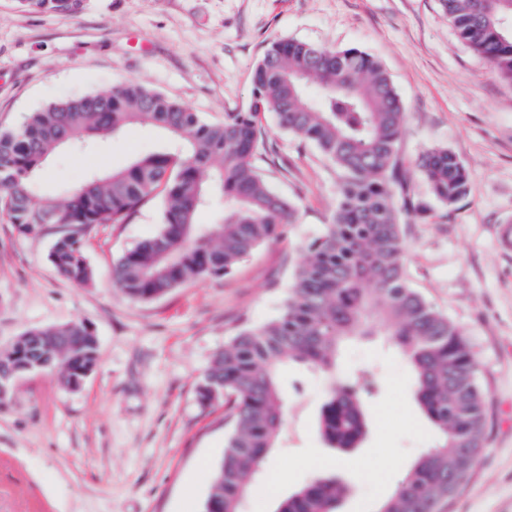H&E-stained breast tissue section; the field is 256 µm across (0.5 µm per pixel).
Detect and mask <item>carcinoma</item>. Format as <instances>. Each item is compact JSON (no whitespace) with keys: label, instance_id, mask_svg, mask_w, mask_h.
I'll return each mask as SVG.
<instances>
[{"label":"carcinoma","instance_id":"1","mask_svg":"<svg viewBox=\"0 0 512 512\" xmlns=\"http://www.w3.org/2000/svg\"><path fill=\"white\" fill-rule=\"evenodd\" d=\"M34 13L76 12L81 0H18ZM459 37L512 83V0H441ZM319 87L318 99L306 86ZM252 103L207 122L189 107L136 83L53 103L23 123L0 130V213L19 235L61 228L49 253L53 268L84 284L92 270L84 238L97 224H124L146 201L161 197L160 230L125 253L112 280L129 297L152 301L187 281L231 274L262 242L283 236L294 207L269 189L253 163L269 112L295 136L313 143L338 173L340 197L325 233L303 246L283 310L245 328L217 353L197 387L204 405L228 404L234 429L212 477L203 512H240L248 482L285 430L288 401L276 381L283 362L326 376L330 396L318 427L328 444L350 453L366 433L361 393L373 380L336 383L345 342L384 336L408 360L415 397L435 428L426 449L379 512H446L484 448L485 395L476 359L462 332L407 285L401 214L421 219L398 155L405 109L389 75L372 56L297 40L270 42L252 71ZM134 125L165 130L173 150L136 156L119 170H93L60 203L33 188L37 167L58 147L114 136ZM420 169L448 210L470 192L458 157L435 147ZM216 196L224 215L203 231L197 212ZM42 363L77 388L98 362L87 321L34 328L0 346V363ZM344 488L321 475L278 503L275 512H339Z\"/></svg>","mask_w":512,"mask_h":512}]
</instances>
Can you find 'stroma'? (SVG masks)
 <instances>
[{"label": "stroma", "mask_w": 512, "mask_h": 512, "mask_svg": "<svg viewBox=\"0 0 512 512\" xmlns=\"http://www.w3.org/2000/svg\"><path fill=\"white\" fill-rule=\"evenodd\" d=\"M273 39L341 50L356 47L387 70L407 112L399 155L411 196L432 216L403 226L408 282L455 323L477 356L487 397L484 450L448 512H512V84L461 40L440 0H83L74 13L38 14L0 0V128L48 105L128 81L153 88L204 120L246 111L250 74ZM254 162L268 186L296 205L294 224L260 244L230 276L189 281L150 302L112 283L113 265L158 232L152 198L123 224L85 239L93 279L58 274L46 227L23 237L0 218V345L31 328L90 322L99 344L81 388L59 375L23 377L0 406V512H202L232 430L225 406H202L196 388L214 355L243 326L282 311L301 247L336 210V168L317 147L282 129L273 114ZM153 126L45 162L36 188L60 200L90 169L124 168L162 150ZM445 147L462 161L469 196L446 210L418 162ZM344 372L368 373L367 434L343 455L328 448L317 418L327 383L287 365L285 432L253 481L243 512H274L278 500L331 461L349 493L341 512H378L434 438L404 357L372 336L349 344Z\"/></svg>", "instance_id": "obj_1"}]
</instances>
